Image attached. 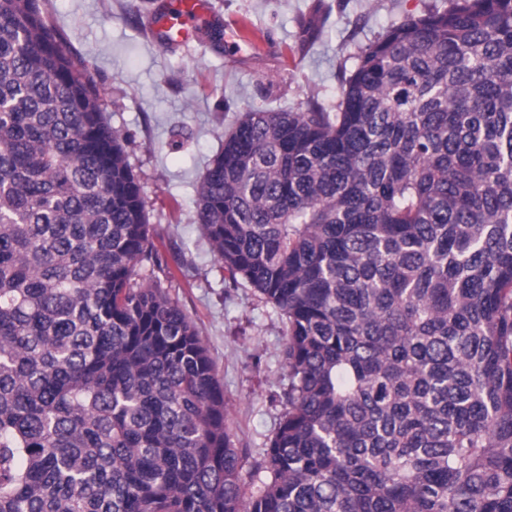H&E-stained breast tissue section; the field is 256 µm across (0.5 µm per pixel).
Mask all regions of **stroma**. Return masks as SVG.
I'll list each match as a JSON object with an SVG mask.
<instances>
[{
	"mask_svg": "<svg viewBox=\"0 0 512 512\" xmlns=\"http://www.w3.org/2000/svg\"><path fill=\"white\" fill-rule=\"evenodd\" d=\"M46 22L88 61L112 127L126 138L161 267L143 277L195 321L230 405L236 447L262 452L278 426L290 379L281 358L285 320L245 282H233L200 226L194 201L211 158L246 109L295 110L308 96L329 109L338 76L393 25L445 0H209L205 33L156 41L165 0H39Z\"/></svg>",
	"mask_w": 512,
	"mask_h": 512,
	"instance_id": "1",
	"label": "stroma"
}]
</instances>
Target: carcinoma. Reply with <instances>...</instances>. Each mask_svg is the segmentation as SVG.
Instances as JSON below:
<instances>
[{"instance_id":"obj_1","label":"carcinoma","mask_w":512,"mask_h":512,"mask_svg":"<svg viewBox=\"0 0 512 512\" xmlns=\"http://www.w3.org/2000/svg\"><path fill=\"white\" fill-rule=\"evenodd\" d=\"M285 317L251 470L125 139L39 0H0V512H512V0L363 48L336 111L248 109L197 189Z\"/></svg>"}]
</instances>
